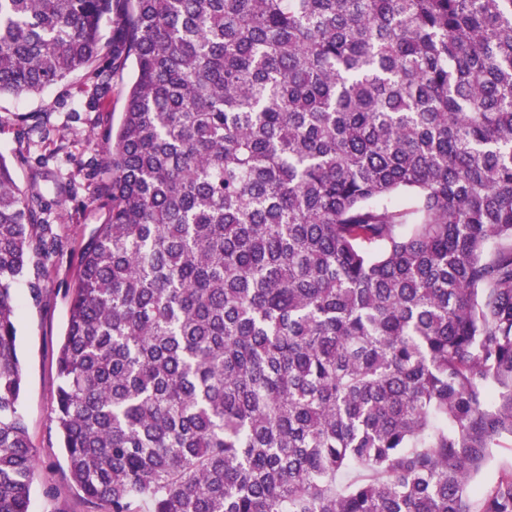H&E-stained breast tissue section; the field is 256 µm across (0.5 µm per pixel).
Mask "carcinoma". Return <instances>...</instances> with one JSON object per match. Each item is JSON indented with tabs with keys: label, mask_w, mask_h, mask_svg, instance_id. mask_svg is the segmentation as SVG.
I'll return each instance as SVG.
<instances>
[{
	"label": "carcinoma",
	"mask_w": 512,
	"mask_h": 512,
	"mask_svg": "<svg viewBox=\"0 0 512 512\" xmlns=\"http://www.w3.org/2000/svg\"><path fill=\"white\" fill-rule=\"evenodd\" d=\"M112 25V68L97 67ZM134 81L53 419L103 512H512V0H0V96ZM409 198L406 207L394 199ZM0 156V512H29ZM492 463L485 468L477 478L476 485L490 481L499 469L512 468V436H502L497 445L492 448Z\"/></svg>",
	"instance_id": "cac0c4a2"
}]
</instances>
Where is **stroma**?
Here are the masks:
<instances>
[{
    "instance_id": "obj_1",
    "label": "stroma",
    "mask_w": 512,
    "mask_h": 512,
    "mask_svg": "<svg viewBox=\"0 0 512 512\" xmlns=\"http://www.w3.org/2000/svg\"><path fill=\"white\" fill-rule=\"evenodd\" d=\"M132 68L114 71L106 96L93 94L94 79L84 71L38 95L0 98V155L12 168L20 190L38 184L56 207L53 222L62 247L44 270L39 304L17 284L18 346L24 366L22 411L35 450V479L30 512H98L70 482L52 418L58 379L56 354L64 332L71 294L78 280L76 253L102 223L105 199L94 196L107 177V135L117 128L124 110V91ZM43 126L46 139L29 149V128ZM63 168L71 189L57 195L52 173Z\"/></svg>"
}]
</instances>
